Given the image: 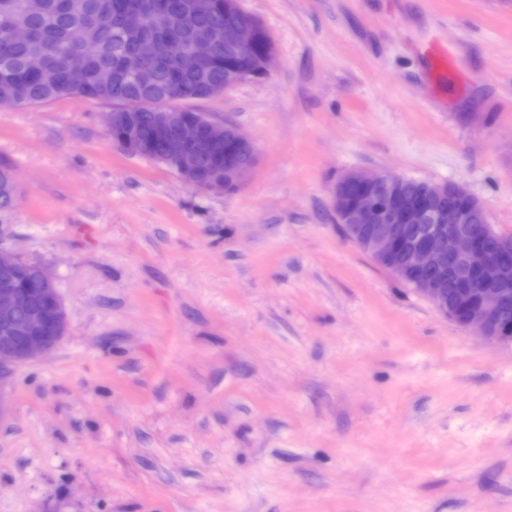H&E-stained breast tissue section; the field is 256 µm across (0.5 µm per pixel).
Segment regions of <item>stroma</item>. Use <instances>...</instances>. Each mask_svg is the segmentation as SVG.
Returning <instances> with one entry per match:
<instances>
[{
    "instance_id": "35a3bbf8",
    "label": "stroma",
    "mask_w": 512,
    "mask_h": 512,
    "mask_svg": "<svg viewBox=\"0 0 512 512\" xmlns=\"http://www.w3.org/2000/svg\"><path fill=\"white\" fill-rule=\"evenodd\" d=\"M278 65L191 107L235 192L113 143V106L0 108V237L65 338L0 394V512H512V346L346 241L351 169L455 183L512 235V0H238ZM455 52L429 84L426 49Z\"/></svg>"
}]
</instances>
